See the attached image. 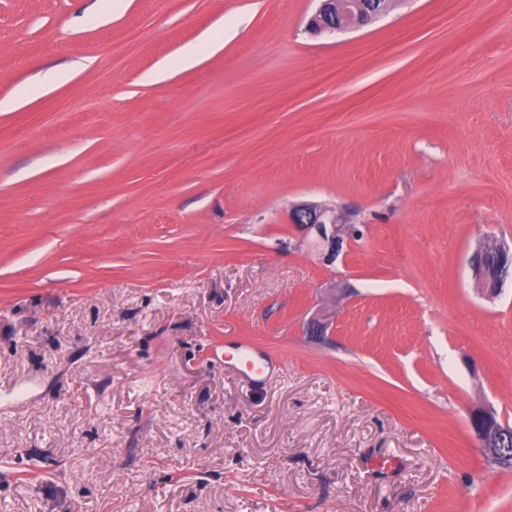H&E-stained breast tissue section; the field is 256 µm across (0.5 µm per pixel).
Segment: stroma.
Here are the masks:
<instances>
[{"instance_id": "1", "label": "stroma", "mask_w": 512, "mask_h": 512, "mask_svg": "<svg viewBox=\"0 0 512 512\" xmlns=\"http://www.w3.org/2000/svg\"><path fill=\"white\" fill-rule=\"evenodd\" d=\"M316 6L0 0V100L77 69L0 112V512H512L469 422L512 423V284L468 266L512 241V0ZM319 2L316 13L310 19V29L315 33L336 34L359 29L385 15L393 1L319 0ZM141 46V37L139 32L132 31L127 38L118 43L107 42L100 46L101 55L107 57L109 60H118L126 55L128 51L133 48ZM290 222L307 235H312L322 250L324 259L335 260L342 247L340 236L344 225L343 217L332 207L315 203H301L290 212ZM492 246L499 259L496 265H485L484 259L488 248L486 243L481 244L470 259L475 279L489 297L497 296L501 292L506 279L511 276L512 269V246L498 242Z\"/></svg>"}]
</instances>
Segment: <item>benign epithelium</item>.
<instances>
[{
	"instance_id": "1",
	"label": "benign epithelium",
	"mask_w": 512,
	"mask_h": 512,
	"mask_svg": "<svg viewBox=\"0 0 512 512\" xmlns=\"http://www.w3.org/2000/svg\"><path fill=\"white\" fill-rule=\"evenodd\" d=\"M392 0H319V7L309 22L315 33L336 34L356 30L372 20L388 13ZM290 223L314 237L328 262L336 259L342 247L340 231L344 228L343 217L332 207L315 203H301L290 212ZM488 244L477 248L470 259L475 279L489 297L498 295L512 274V246L493 243L498 263L485 264ZM469 422L480 447L490 459H498L506 452L502 448L512 429L498 423L493 411L478 409L470 414Z\"/></svg>"
}]
</instances>
